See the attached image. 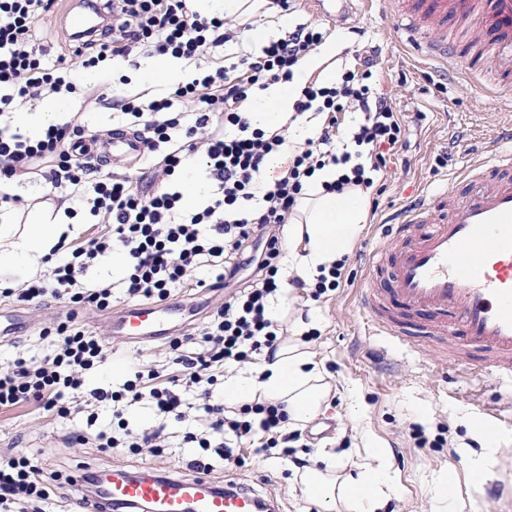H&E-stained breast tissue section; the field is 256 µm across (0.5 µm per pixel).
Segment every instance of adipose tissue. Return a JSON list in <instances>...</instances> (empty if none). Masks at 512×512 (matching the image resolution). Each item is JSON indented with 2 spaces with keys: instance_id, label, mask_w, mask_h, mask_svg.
<instances>
[{
  "instance_id": "1",
  "label": "adipose tissue",
  "mask_w": 512,
  "mask_h": 512,
  "mask_svg": "<svg viewBox=\"0 0 512 512\" xmlns=\"http://www.w3.org/2000/svg\"><path fill=\"white\" fill-rule=\"evenodd\" d=\"M319 67L318 57L308 58L294 72L290 82L273 86L251 102L248 110L257 124L272 130L286 121L291 105L307 77ZM369 201L354 189L344 195L318 193L302 200L288 226V257L300 276L313 279L319 267H330L358 238L367 221ZM67 223H44L43 219L17 225L10 206L0 207V271L26 270L50 254L62 234L70 232ZM331 393L317 363L303 345H281L274 359L260 358L245 374L225 378V402L254 400L286 403L291 425L298 426L319 415ZM323 467H309L298 478L312 503L329 512H377L384 477L376 471L341 475L332 453L322 455Z\"/></svg>"
}]
</instances>
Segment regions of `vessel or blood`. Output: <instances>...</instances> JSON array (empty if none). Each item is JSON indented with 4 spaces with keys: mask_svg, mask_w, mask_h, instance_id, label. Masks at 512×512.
Masks as SVG:
<instances>
[{
    "mask_svg": "<svg viewBox=\"0 0 512 512\" xmlns=\"http://www.w3.org/2000/svg\"><path fill=\"white\" fill-rule=\"evenodd\" d=\"M391 14L428 61L456 60L448 24L468 27L473 73L512 76V0H390ZM79 35L100 27L96 11L66 17ZM497 151L476 159L453 178L454 194L428 193L405 205L387 224L384 245L369 261L371 279L361 305L375 333L407 345L410 337L457 336V357L512 385V122L495 133ZM118 162L142 152L130 133L101 147ZM174 306L138 304L112 318L114 332L133 340H160L176 329ZM106 512H276L274 502L240 487L218 488L199 474L177 478L146 470L107 473L98 490Z\"/></svg>",
    "mask_w": 512,
    "mask_h": 512,
    "instance_id": "vessel-or-blood-1",
    "label": "vessel or blood"
}]
</instances>
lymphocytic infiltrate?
Masks as SVG:
<instances>
[{"label":"lymphocytic infiltrate","instance_id":"f902f5d3","mask_svg":"<svg viewBox=\"0 0 512 512\" xmlns=\"http://www.w3.org/2000/svg\"><path fill=\"white\" fill-rule=\"evenodd\" d=\"M104 18L84 44L53 53L37 34L39 22L52 15L58 0H0V115L16 106L54 94H80L82 102L112 104L126 126L141 137L143 175L112 170L87 153L84 125L67 121L51 125L34 139L20 128L0 126V179L15 178L37 168L48 169L56 205L79 199L95 223L108 233L69 245L65 255L46 258V270L21 286L4 287L0 295L20 303L51 297L71 312L42 328L49 354L22 355L0 370V413L23 405L43 415L67 419L73 399L108 405L116 427L93 435L71 433L72 441L98 448H163V427L133 432L128 406L144 403L161 419L189 420L195 428L183 441L196 448L193 467L212 471L217 460L239 462L244 445L259 450L287 448L298 432H285L286 406L253 401L235 407L215 402L225 368L258 355L274 356L288 336V324L269 311L285 284L280 228L295 211L318 171L332 166L328 192L373 187L386 159L405 144L400 112L380 92L375 53L359 52V65L329 86L302 89L295 115L317 112L320 129L302 148L287 152V128L268 132L251 124L244 105L268 84L290 80L295 67L315 53L326 33L317 24L299 23L259 52L232 54L243 25L223 16L200 13L190 0H96ZM225 48L217 57L216 48ZM167 56L194 63L193 78L166 95L108 100L103 88H78V70L108 65L132 52ZM362 120L348 127L346 115ZM197 157L208 182L206 200L185 207L177 178L188 157ZM278 157L279 171L267 161ZM114 250L124 251L128 269L121 281L131 299L165 302L187 283L225 288L199 335L169 340L177 375L162 377L158 368L135 365L118 390H85L87 373L101 367L106 351L100 338L77 322L76 310L111 309L113 286L87 283L85 271ZM345 260L319 273L309 286L313 300L339 288ZM31 512H98L89 487L68 495L59 476L42 473L34 451L0 455V512L14 504Z\"/></svg>","mask_w":512,"mask_h":512}]
</instances>
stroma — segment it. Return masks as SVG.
<instances>
[{
	"label": "stroma",
	"mask_w": 512,
	"mask_h": 512,
	"mask_svg": "<svg viewBox=\"0 0 512 512\" xmlns=\"http://www.w3.org/2000/svg\"><path fill=\"white\" fill-rule=\"evenodd\" d=\"M310 21L335 36L338 48L322 66L338 73L354 67L356 52L378 50L376 68L381 87L391 96L406 120L407 146L387 163L382 190L369 194L367 224L349 251L345 281L329 298L314 301L305 291L296 294L297 315H308L319 334L308 343L335 393L324 414L305 424L294 455L318 459L321 449H333L347 472L356 464L387 471L392 483L383 512H503L499 503L483 496L475 474L491 479H512V387L500 384L490 371H470L456 361L442 363L435 337H421L415 348L397 349L374 335L372 321L358 304L357 294L367 283L365 255L382 246L378 226L418 191L445 188L451 171L466 166L474 155H488L495 147L497 126L512 120V94L477 95L465 73L467 58L451 69L426 62L395 26L385 0H325L314 10L309 0H299L295 12L275 15L255 13L253 26L283 35L288 26ZM141 58L130 54L122 70L98 69L97 84L117 88L121 94L167 92L168 82H146ZM444 166H437V158ZM32 325L10 340L0 342V368L25 351L40 329L65 316L60 301L48 298L28 307ZM111 312L81 311L79 321L95 330L108 354L104 370L89 375V388H116L129 372L130 357L165 365V341L136 342L112 335ZM503 414L496 440H488L477 425L480 415ZM96 415L95 429L109 426V409L81 408L65 423L43 418L35 407L25 406L0 414V454L31 448L40 454L44 474L68 476L82 468L98 471L116 466L136 471L143 467L189 477L192 449L183 447L190 422H171L168 447L161 455H135L125 448L103 450L70 441L71 431L85 427ZM422 429L428 445L412 436ZM440 439L431 447L432 439ZM383 449L376 458L374 449ZM293 455V456H294ZM241 465H227L210 472L218 484L231 480L262 497L274 500L280 512H321L305 495L295 477L290 458L279 449L267 456L241 451Z\"/></svg>",
	"instance_id": "1"
}]
</instances>
